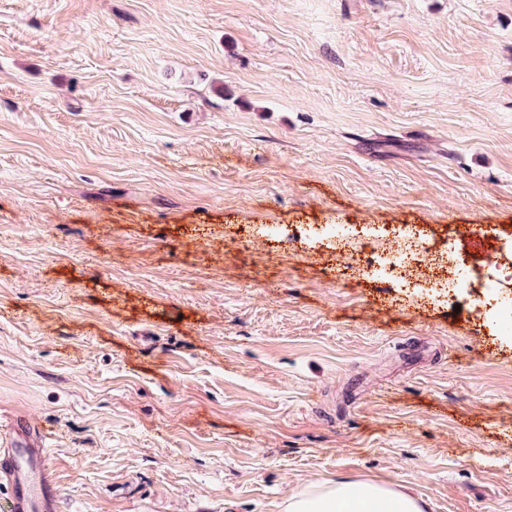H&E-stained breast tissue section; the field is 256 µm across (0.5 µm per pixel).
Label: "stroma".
I'll list each match as a JSON object with an SVG mask.
<instances>
[{
  "instance_id": "1",
  "label": "stroma",
  "mask_w": 512,
  "mask_h": 512,
  "mask_svg": "<svg viewBox=\"0 0 512 512\" xmlns=\"http://www.w3.org/2000/svg\"><path fill=\"white\" fill-rule=\"evenodd\" d=\"M366 224L512 295V0H0V425L63 512H512V325L340 273ZM361 231H348L338 241L336 246V264L343 267L341 271L353 270L358 267L361 255L367 247H371L372 238ZM406 487L365 481L313 482L292 492L283 512H427Z\"/></svg>"
}]
</instances>
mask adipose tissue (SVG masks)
Returning a JSON list of instances; mask_svg holds the SVG:
<instances>
[{"label":"adipose tissue","mask_w":512,"mask_h":512,"mask_svg":"<svg viewBox=\"0 0 512 512\" xmlns=\"http://www.w3.org/2000/svg\"><path fill=\"white\" fill-rule=\"evenodd\" d=\"M283 512H427V506L405 487L343 479L292 492Z\"/></svg>","instance_id":"obj_1"}]
</instances>
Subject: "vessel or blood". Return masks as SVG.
Returning <instances> with one entry per match:
<instances>
[{
    "instance_id": "1",
    "label": "vessel or blood",
    "mask_w": 512,
    "mask_h": 512,
    "mask_svg": "<svg viewBox=\"0 0 512 512\" xmlns=\"http://www.w3.org/2000/svg\"><path fill=\"white\" fill-rule=\"evenodd\" d=\"M0 485L9 492L10 512H61L63 494L45 431L22 410L0 432Z\"/></svg>"
}]
</instances>
